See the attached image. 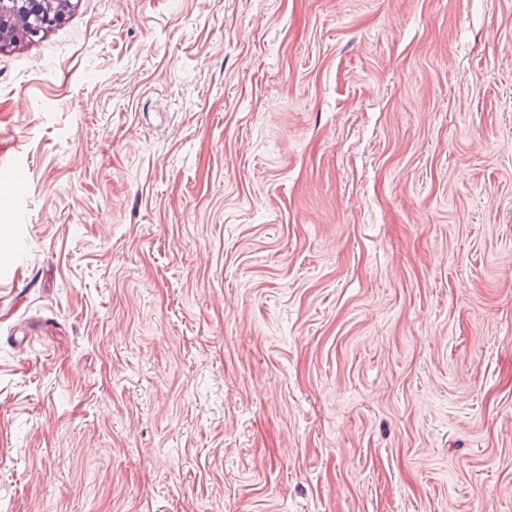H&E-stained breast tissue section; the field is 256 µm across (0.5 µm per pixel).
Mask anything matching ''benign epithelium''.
Instances as JSON below:
<instances>
[{
  "label": "benign epithelium",
  "mask_w": 512,
  "mask_h": 512,
  "mask_svg": "<svg viewBox=\"0 0 512 512\" xmlns=\"http://www.w3.org/2000/svg\"><path fill=\"white\" fill-rule=\"evenodd\" d=\"M69 0H0V44L27 39L64 16Z\"/></svg>",
  "instance_id": "obj_1"
}]
</instances>
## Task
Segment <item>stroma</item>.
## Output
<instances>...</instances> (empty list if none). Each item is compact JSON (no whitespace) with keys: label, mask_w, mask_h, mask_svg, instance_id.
Returning <instances> with one entry per match:
<instances>
[{"label":"stroma","mask_w":512,"mask_h":512,"mask_svg":"<svg viewBox=\"0 0 512 512\" xmlns=\"http://www.w3.org/2000/svg\"><path fill=\"white\" fill-rule=\"evenodd\" d=\"M14 169L0 512H512V0H72Z\"/></svg>","instance_id":"stroma-1"}]
</instances>
